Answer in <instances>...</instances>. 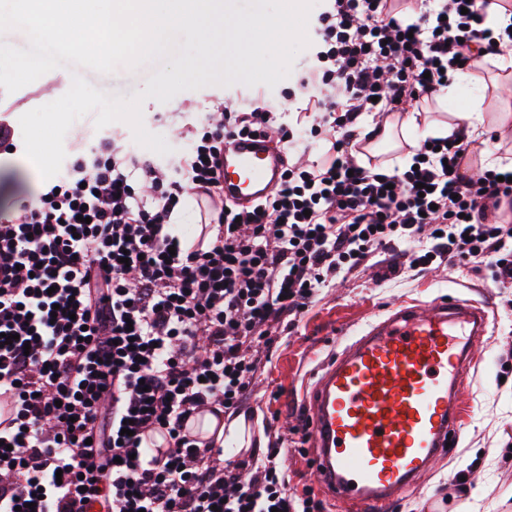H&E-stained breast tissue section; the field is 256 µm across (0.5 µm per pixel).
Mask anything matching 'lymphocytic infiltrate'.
I'll list each match as a JSON object with an SVG mask.
<instances>
[{
	"instance_id": "obj_1",
	"label": "lymphocytic infiltrate",
	"mask_w": 512,
	"mask_h": 512,
	"mask_svg": "<svg viewBox=\"0 0 512 512\" xmlns=\"http://www.w3.org/2000/svg\"><path fill=\"white\" fill-rule=\"evenodd\" d=\"M330 0L317 16L312 124L286 126L256 96L214 106L186 128L191 148L171 167L99 139L35 201L0 210V512H321L288 490L286 451L224 460L195 430L207 413L241 407L258 354L290 334L293 318L330 283L401 243L411 265L436 258L488 265L512 287V225L497 220L512 182L462 173L465 129L421 146L417 168L358 165L361 117L433 100L478 57L512 50L494 35L491 4ZM271 134L289 149L322 148L289 163L252 205L222 202L201 240L172 231L185 191L221 192L224 140Z\"/></svg>"
}]
</instances>
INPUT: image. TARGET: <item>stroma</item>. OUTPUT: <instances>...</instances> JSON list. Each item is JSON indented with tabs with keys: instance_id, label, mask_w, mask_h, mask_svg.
I'll return each instance as SVG.
<instances>
[{
	"instance_id": "1",
	"label": "stroma",
	"mask_w": 512,
	"mask_h": 512,
	"mask_svg": "<svg viewBox=\"0 0 512 512\" xmlns=\"http://www.w3.org/2000/svg\"><path fill=\"white\" fill-rule=\"evenodd\" d=\"M314 55L311 46L301 51L289 76L272 88L238 83L183 91L166 103L146 100L142 105L144 126L165 137L172 148L168 155H156L135 143L126 123L115 122L111 128L122 134L133 154L174 167L189 150L188 143L178 138V128L194 124L215 103H245L261 94L279 109L284 123L295 124L307 106L309 94L301 89L300 81L314 65ZM156 69V64L149 63L134 71L121 67L101 74L83 67H60L13 93L0 88V111L15 126L24 113L56 100L54 86L71 85L73 76L83 77L97 89L127 95L144 89ZM495 72L491 66L479 73L486 86L479 137L482 148L464 161L470 174L494 168L497 159L512 154V142L501 137L492 121L494 113H512V83L503 81L490 87ZM186 99L194 101V111L182 110ZM47 186L46 180L35 176L23 150L0 154V205H11L13 190H23L31 200ZM398 255L395 246L381 250L325 289L298 315L293 332L279 337L262 354L252 392L239 411L247 423L250 446L273 448L279 440H287L291 490L316 491L313 450L307 434L298 429L305 406L303 392L312 385L315 373L342 349L347 334L402 302L424 304L442 294L485 301L492 308L491 324L479 342L478 361L464 383L458 444L402 496L394 512H512V288L495 287L488 270L467 271L445 260L426 269L405 266L394 274L389 265Z\"/></svg>"
}]
</instances>
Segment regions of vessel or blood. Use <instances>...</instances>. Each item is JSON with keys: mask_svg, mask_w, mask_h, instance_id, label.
<instances>
[{"mask_svg": "<svg viewBox=\"0 0 512 512\" xmlns=\"http://www.w3.org/2000/svg\"><path fill=\"white\" fill-rule=\"evenodd\" d=\"M275 141L240 136L224 146V197L251 204L279 181ZM490 309L440 296L395 305L365 324L316 374L308 404L318 485L351 512H393L458 435L459 395Z\"/></svg>", "mask_w": 512, "mask_h": 512, "instance_id": "vessel-or-blood-1", "label": "vessel or blood"}]
</instances>
